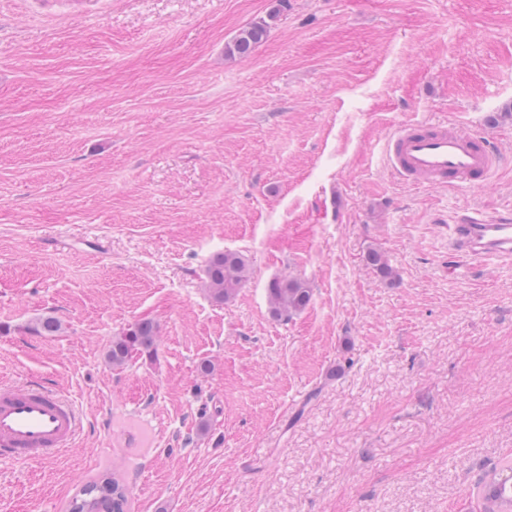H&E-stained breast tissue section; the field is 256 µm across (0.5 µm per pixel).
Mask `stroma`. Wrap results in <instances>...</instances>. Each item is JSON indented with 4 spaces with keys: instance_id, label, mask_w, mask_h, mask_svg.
I'll return each instance as SVG.
<instances>
[{
    "instance_id": "35a3bbf8",
    "label": "stroma",
    "mask_w": 512,
    "mask_h": 512,
    "mask_svg": "<svg viewBox=\"0 0 512 512\" xmlns=\"http://www.w3.org/2000/svg\"><path fill=\"white\" fill-rule=\"evenodd\" d=\"M417 120L503 165L402 180L384 142ZM457 212H512V0H0V380L84 419L0 462V512L110 473L133 512H479L512 463V258L449 255ZM224 251L250 276L218 303ZM285 275L312 299L280 317ZM143 320L155 355L112 366ZM269 25L264 23H256L243 29L239 35L233 40L232 44L227 47L229 56L246 57L262 41L267 33ZM246 259L236 252L214 254L206 265L205 285L211 298L218 303L230 300L248 280Z\"/></svg>"
}]
</instances>
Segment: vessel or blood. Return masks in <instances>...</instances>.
Returning <instances> with one entry per match:
<instances>
[{
  "instance_id": "vessel-or-blood-1",
  "label": "vessel or blood",
  "mask_w": 512,
  "mask_h": 512,
  "mask_svg": "<svg viewBox=\"0 0 512 512\" xmlns=\"http://www.w3.org/2000/svg\"><path fill=\"white\" fill-rule=\"evenodd\" d=\"M388 167L419 185L473 188L499 168L501 158L486 136L418 121L397 128L385 149ZM449 250L473 258L512 256V213L494 218L453 217ZM82 429L75 403L39 380L0 381V461L53 458Z\"/></svg>"
}]
</instances>
